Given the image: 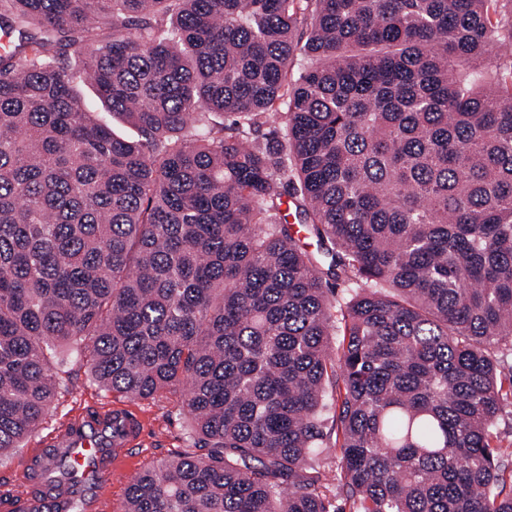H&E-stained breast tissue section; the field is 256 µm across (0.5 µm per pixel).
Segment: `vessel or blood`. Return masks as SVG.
Segmentation results:
<instances>
[{"mask_svg": "<svg viewBox=\"0 0 512 512\" xmlns=\"http://www.w3.org/2000/svg\"><path fill=\"white\" fill-rule=\"evenodd\" d=\"M144 443V423L127 403L83 411L61 421L28 449L8 490L35 501L41 512H55L49 482L59 451L75 477L74 498L83 502V512H112V475L126 467L130 448Z\"/></svg>", "mask_w": 512, "mask_h": 512, "instance_id": "1", "label": "vessel or blood"}]
</instances>
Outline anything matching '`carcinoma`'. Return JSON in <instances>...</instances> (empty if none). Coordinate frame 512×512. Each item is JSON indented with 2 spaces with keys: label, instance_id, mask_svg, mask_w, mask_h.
<instances>
[{
  "label": "carcinoma",
  "instance_id": "carcinoma-1",
  "mask_svg": "<svg viewBox=\"0 0 512 512\" xmlns=\"http://www.w3.org/2000/svg\"><path fill=\"white\" fill-rule=\"evenodd\" d=\"M0 33V463L84 356L186 386L209 449L124 512H512V0H0Z\"/></svg>",
  "mask_w": 512,
  "mask_h": 512
}]
</instances>
